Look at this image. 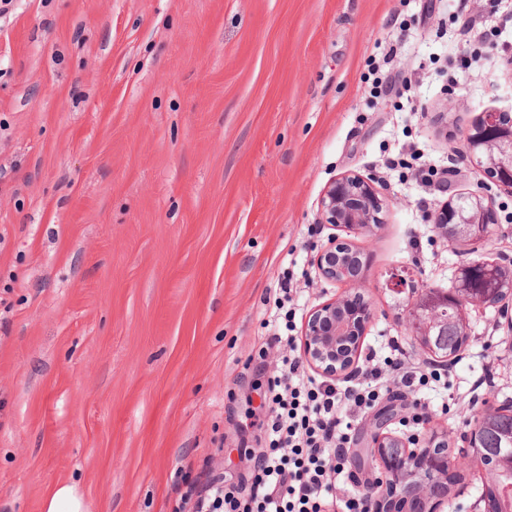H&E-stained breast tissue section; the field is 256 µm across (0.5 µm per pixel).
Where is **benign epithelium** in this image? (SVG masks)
I'll use <instances>...</instances> for the list:
<instances>
[{
    "mask_svg": "<svg viewBox=\"0 0 512 512\" xmlns=\"http://www.w3.org/2000/svg\"><path fill=\"white\" fill-rule=\"evenodd\" d=\"M472 163L482 175L476 189L459 197V203L450 204L433 217L438 232H445L446 224L463 225L469 241L486 238V224L499 223L495 198L491 186L495 185L512 194V125L502 118V113L484 111L479 114L464 135ZM383 200L370 183L356 173L344 174L325 189L318 206L319 221L341 231L370 234L383 223ZM364 258L350 240L329 238L316 256L318 275L330 283L345 286V292L312 309L304 324L301 337L303 357L315 372L330 378H347L357 368L358 352L366 324L373 317L371 303L365 300L364 273L366 265L350 272L345 263L350 257ZM512 414V404L503 405L487 398L470 421V430L478 429L486 414ZM391 413L386 411L374 418L375 431L369 448L370 457L383 469L381 485L366 487L368 497L377 504V512H386L407 493L405 474L412 469L420 473V480L410 492L418 501L420 512H440L446 497L437 495L434 482L447 486L454 482L449 462L463 466L477 458L467 439L462 445L441 442V452L435 454L424 448H412L409 442L383 429L390 423ZM394 440L398 452L386 451L388 441Z\"/></svg>",
    "mask_w": 512,
    "mask_h": 512,
    "instance_id": "7a95c632",
    "label": "benign epithelium"
}]
</instances>
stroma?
Instances as JSON below:
<instances>
[{
    "instance_id": "1",
    "label": "stroma",
    "mask_w": 512,
    "mask_h": 512,
    "mask_svg": "<svg viewBox=\"0 0 512 512\" xmlns=\"http://www.w3.org/2000/svg\"><path fill=\"white\" fill-rule=\"evenodd\" d=\"M482 21L481 38L463 29ZM477 56L470 69L449 57ZM512 114V0H11L0 10V512L60 483L87 512H183L247 486L264 450L284 270L303 311L325 187L372 180L361 352L397 339L447 388L382 400L389 432L456 441L512 400V314L469 313L457 357L422 350L383 282L449 290L461 265H512V195L492 239L454 249L432 215L480 175L464 133ZM447 175L423 184L409 147ZM489 382L473 389L479 377Z\"/></svg>"
}]
</instances>
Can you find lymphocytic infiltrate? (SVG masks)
<instances>
[{
  "label": "lymphocytic infiltrate",
  "mask_w": 512,
  "mask_h": 512,
  "mask_svg": "<svg viewBox=\"0 0 512 512\" xmlns=\"http://www.w3.org/2000/svg\"><path fill=\"white\" fill-rule=\"evenodd\" d=\"M284 364L285 372L269 381L275 407L266 422L268 448L252 459L248 495L217 486L197 501L195 512H326L344 489L352 417L391 396L390 381L410 388L442 378L401 352L367 367L362 383L344 389L309 376L298 356Z\"/></svg>",
  "instance_id": "1"
}]
</instances>
